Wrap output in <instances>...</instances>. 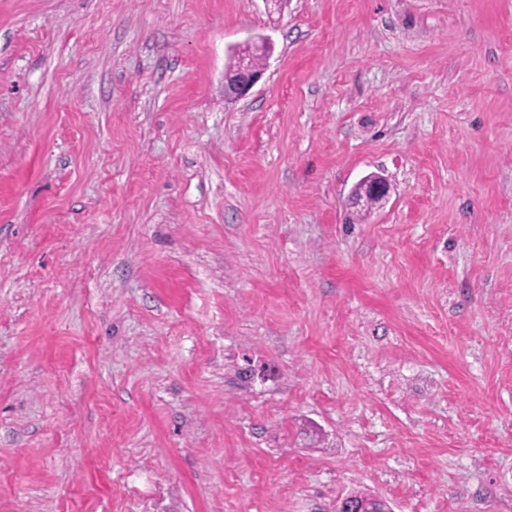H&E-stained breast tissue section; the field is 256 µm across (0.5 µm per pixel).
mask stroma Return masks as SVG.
<instances>
[{
	"mask_svg": "<svg viewBox=\"0 0 512 512\" xmlns=\"http://www.w3.org/2000/svg\"><path fill=\"white\" fill-rule=\"evenodd\" d=\"M353 492L512 512V0H0V512ZM262 69L245 61L225 75L229 96L241 98L246 96L255 83L260 79Z\"/></svg>",
	"mask_w": 512,
	"mask_h": 512,
	"instance_id": "35a3bbf8",
	"label": "stroma"
}]
</instances>
